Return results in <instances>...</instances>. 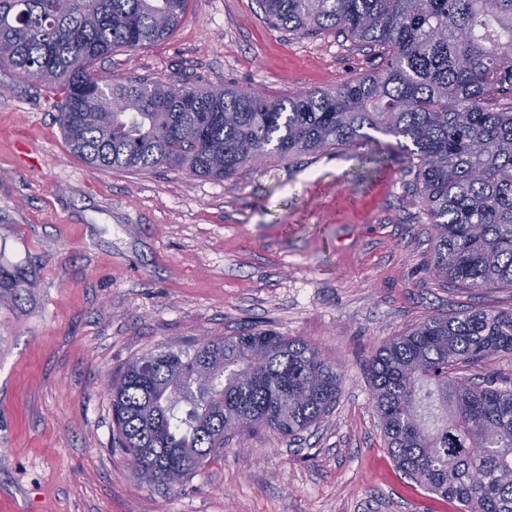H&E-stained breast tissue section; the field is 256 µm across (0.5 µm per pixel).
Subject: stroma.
Here are the masks:
<instances>
[{
	"mask_svg": "<svg viewBox=\"0 0 512 512\" xmlns=\"http://www.w3.org/2000/svg\"><path fill=\"white\" fill-rule=\"evenodd\" d=\"M381 61L336 31L273 27L257 0H189L166 41L98 61L106 77L234 85L271 97L328 88ZM48 84L0 68V512H458L400 471L367 361L435 314L508 311L428 272L432 228L401 162L351 151L272 157L228 181L161 167L90 170ZM368 203L359 219L336 199ZM339 361L334 407L298 438L233 435L183 484L142 483L112 450L103 381L147 351L248 326Z\"/></svg>",
	"mask_w": 512,
	"mask_h": 512,
	"instance_id": "35a3bbf8",
	"label": "stroma"
}]
</instances>
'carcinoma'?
<instances>
[{
	"mask_svg": "<svg viewBox=\"0 0 512 512\" xmlns=\"http://www.w3.org/2000/svg\"><path fill=\"white\" fill-rule=\"evenodd\" d=\"M188 2L0 0V68L58 88L55 120L92 170L166 166L226 181L271 156L335 149L381 167L376 135L388 136L432 227L433 275L470 292L512 288V0H258L276 28H335L384 60L292 96L95 80L99 59L167 40ZM502 353L512 311L471 308L425 318L368 361L397 468L460 512H512V389L462 374ZM343 380L316 346L271 330L157 349L112 380L114 442L140 480L170 489L237 430H308Z\"/></svg>",
	"mask_w": 512,
	"mask_h": 512,
	"instance_id": "carcinoma-1",
	"label": "carcinoma"
}]
</instances>
